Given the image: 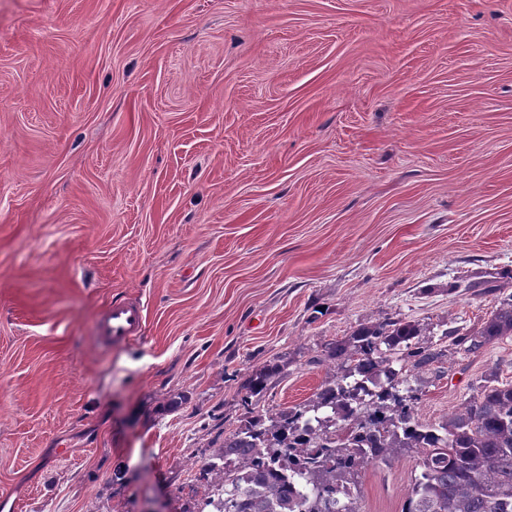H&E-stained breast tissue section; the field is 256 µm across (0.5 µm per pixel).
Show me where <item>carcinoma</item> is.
Segmentation results:
<instances>
[{
  "label": "carcinoma",
  "instance_id": "cac0c4a2",
  "mask_svg": "<svg viewBox=\"0 0 512 512\" xmlns=\"http://www.w3.org/2000/svg\"><path fill=\"white\" fill-rule=\"evenodd\" d=\"M420 335L399 320L364 327L333 349L335 373L311 403L246 409L245 424L200 472L214 479L223 512H360L361 470L412 451L420 473L402 512H512V383L492 377L447 421L419 420L410 377L442 357L413 347ZM443 336L466 354L512 336V302Z\"/></svg>",
  "mask_w": 512,
  "mask_h": 512
}]
</instances>
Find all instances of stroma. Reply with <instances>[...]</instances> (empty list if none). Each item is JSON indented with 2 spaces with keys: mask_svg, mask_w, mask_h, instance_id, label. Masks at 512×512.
Listing matches in <instances>:
<instances>
[{
  "mask_svg": "<svg viewBox=\"0 0 512 512\" xmlns=\"http://www.w3.org/2000/svg\"><path fill=\"white\" fill-rule=\"evenodd\" d=\"M511 299L512 0H0V512H200L243 396ZM492 377L512 337L417 374L419 419ZM419 472L368 465L361 512ZM97 330L107 345L125 343L141 335L143 309L136 303L114 304L98 318Z\"/></svg>",
  "mask_w": 512,
  "mask_h": 512,
  "instance_id": "1",
  "label": "stroma"
}]
</instances>
